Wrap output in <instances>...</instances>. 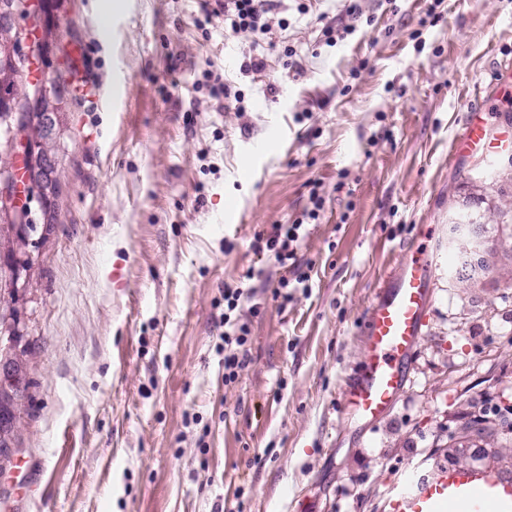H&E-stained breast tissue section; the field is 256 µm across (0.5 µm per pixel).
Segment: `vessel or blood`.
I'll use <instances>...</instances> for the list:
<instances>
[{
  "mask_svg": "<svg viewBox=\"0 0 512 512\" xmlns=\"http://www.w3.org/2000/svg\"><path fill=\"white\" fill-rule=\"evenodd\" d=\"M456 151L494 149L479 118L458 134ZM391 289L372 304L365 333V362L344 397L345 406L365 421L385 415L409 381L410 354L425 325L430 277L425 264L404 261L391 277ZM397 512H512V486L495 476L440 470L432 478L408 481L398 495Z\"/></svg>",
  "mask_w": 512,
  "mask_h": 512,
  "instance_id": "vessel-or-blood-1",
  "label": "vessel or blood"
}]
</instances>
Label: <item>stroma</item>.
<instances>
[{"mask_svg": "<svg viewBox=\"0 0 512 512\" xmlns=\"http://www.w3.org/2000/svg\"><path fill=\"white\" fill-rule=\"evenodd\" d=\"M218 0H64L46 70L69 90L58 222L28 245L8 320L20 393L0 512H393L404 475L512 449V0H283L266 35ZM438 22H431V14ZM295 57L287 59L285 46ZM266 67L248 69L250 58ZM242 108L212 93L224 78ZM499 147L456 152L467 108ZM324 208L309 219L311 195ZM491 268L469 275L449 218ZM303 221L307 289L256 232ZM426 254L431 306L393 408L343 405L366 313ZM254 279H245L247 270ZM249 363L225 384V287Z\"/></svg>", "mask_w": 512, "mask_h": 512, "instance_id": "obj_1", "label": "stroma"}]
</instances>
